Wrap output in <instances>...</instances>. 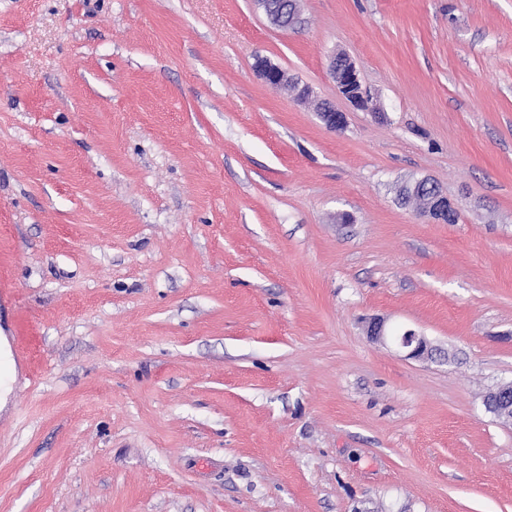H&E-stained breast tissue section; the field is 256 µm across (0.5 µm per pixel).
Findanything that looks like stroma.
<instances>
[{"label":"stroma","instance_id":"obj_1","mask_svg":"<svg viewBox=\"0 0 512 512\" xmlns=\"http://www.w3.org/2000/svg\"><path fill=\"white\" fill-rule=\"evenodd\" d=\"M1 282L0 512H512V0H0ZM329 75L336 86L337 93L352 106L364 108L367 101L356 67L344 54L335 55L329 66ZM255 69L258 72L259 76L269 85L276 86H286L292 85L294 87V92L297 99L301 102H306L311 94V91L308 87L302 86L300 87L298 84L293 83L292 78L288 75L286 71L281 69L280 67L271 64L264 58H257L255 63ZM317 114L325 127L332 132L342 131L346 126V114L330 102L318 103ZM406 188L412 192H423L426 195V201L422 208L416 212L419 218L432 223L444 224H451L456 220L457 210L454 204L430 178L423 177L419 180L405 182L399 187V190ZM397 346L407 352L408 358L424 359L433 358L434 355L441 356L440 348L432 346L422 335L413 330H406L400 336H392ZM512 389V383H502L498 387L491 390L486 396L487 407L492 409L498 418L503 422L512 423V390L511 392L505 387Z\"/></svg>","mask_w":512,"mask_h":512}]
</instances>
